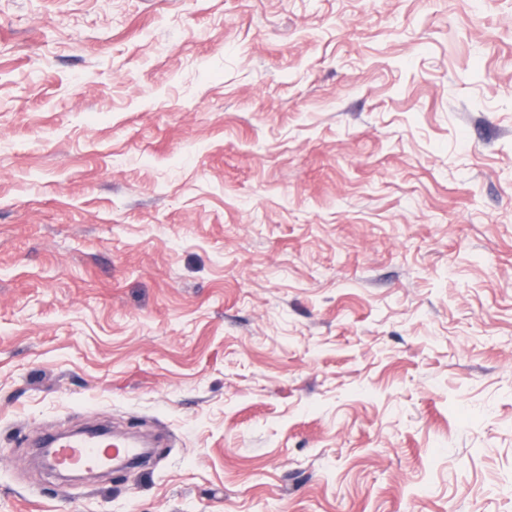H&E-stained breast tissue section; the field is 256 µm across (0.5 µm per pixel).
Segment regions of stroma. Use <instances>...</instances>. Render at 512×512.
I'll list each match as a JSON object with an SVG mask.
<instances>
[{
    "instance_id": "1",
    "label": "stroma",
    "mask_w": 512,
    "mask_h": 512,
    "mask_svg": "<svg viewBox=\"0 0 512 512\" xmlns=\"http://www.w3.org/2000/svg\"><path fill=\"white\" fill-rule=\"evenodd\" d=\"M0 512H512V0H0ZM107 435L97 432H78L54 439L55 458L58 465H72L84 469H98L112 458L113 466L131 461L140 455L136 441L117 436L112 444H106Z\"/></svg>"
}]
</instances>
